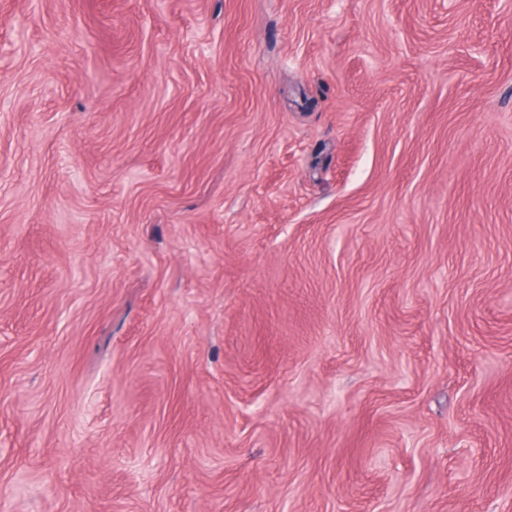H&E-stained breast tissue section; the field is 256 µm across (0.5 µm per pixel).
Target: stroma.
Instances as JSON below:
<instances>
[{
	"label": "stroma",
	"mask_w": 512,
	"mask_h": 512,
	"mask_svg": "<svg viewBox=\"0 0 512 512\" xmlns=\"http://www.w3.org/2000/svg\"><path fill=\"white\" fill-rule=\"evenodd\" d=\"M0 0V512H512V0Z\"/></svg>",
	"instance_id": "1"
}]
</instances>
